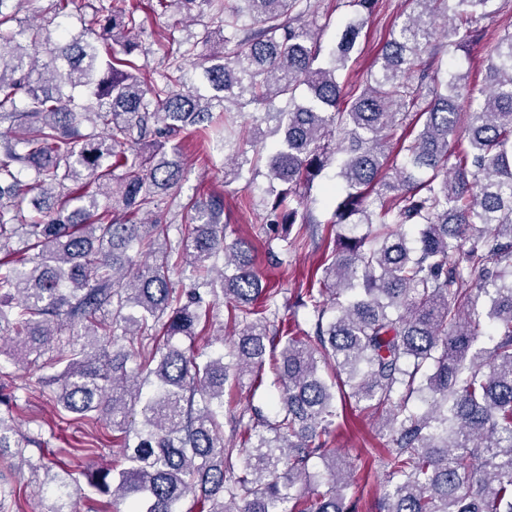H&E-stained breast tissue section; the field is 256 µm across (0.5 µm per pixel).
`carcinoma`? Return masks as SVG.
<instances>
[{
	"label": "carcinoma",
	"mask_w": 512,
	"mask_h": 512,
	"mask_svg": "<svg viewBox=\"0 0 512 512\" xmlns=\"http://www.w3.org/2000/svg\"><path fill=\"white\" fill-rule=\"evenodd\" d=\"M410 2L344 104L339 72L379 0H348L326 53L311 0H156L210 20L157 80L132 60L133 0L53 30L74 0H50L39 24L0 0V378L33 369L25 390L123 448L105 470L53 473L29 451L41 434L0 412V452L46 470L54 512H76L78 475L97 512H181L188 498L189 512H358L329 447L338 401L388 413L379 512H512V33L488 47L480 87L444 78L441 55L483 37L492 0ZM250 107L256 135L281 134L261 195L278 237L319 223L306 190L325 169L344 185L319 288L298 294L315 320L300 336L275 322L248 243L227 242L220 201L184 205L175 242L168 222L139 218L184 176L179 135L209 146L222 126L224 176L256 167L231 117ZM221 295L238 340L205 355L195 342ZM269 351L275 419L226 442L224 388L261 385ZM315 458L331 460L327 488L306 497ZM12 507L1 473L0 512Z\"/></svg>",
	"instance_id": "cac0c4a2"
}]
</instances>
